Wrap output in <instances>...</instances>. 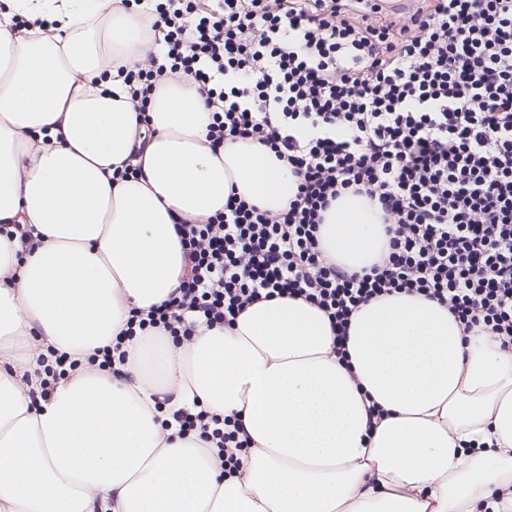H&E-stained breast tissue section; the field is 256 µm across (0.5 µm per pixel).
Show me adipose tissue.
I'll return each mask as SVG.
<instances>
[{
  "label": "adipose tissue",
  "instance_id": "obj_1",
  "mask_svg": "<svg viewBox=\"0 0 512 512\" xmlns=\"http://www.w3.org/2000/svg\"><path fill=\"white\" fill-rule=\"evenodd\" d=\"M9 8L26 24L0 20V512H512V351L421 295L361 306L343 358L317 306L277 298L91 365L131 310L177 290L176 220L223 211L233 190L282 210L297 178L251 141L212 150L187 77L138 121L119 70L153 36L120 0ZM124 163L136 176L113 180ZM381 224L342 195L322 247L370 266ZM56 355L71 366L44 397ZM196 405L248 434L231 473L181 434L174 412Z\"/></svg>",
  "mask_w": 512,
  "mask_h": 512
}]
</instances>
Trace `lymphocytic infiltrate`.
Masks as SVG:
<instances>
[{"label": "lymphocytic infiltrate", "instance_id": "1", "mask_svg": "<svg viewBox=\"0 0 512 512\" xmlns=\"http://www.w3.org/2000/svg\"><path fill=\"white\" fill-rule=\"evenodd\" d=\"M126 3L154 33L123 77L135 109L188 76L213 112L212 149L250 140L297 177L283 210L233 192L222 213L177 222L180 286L130 324L186 336L189 313L226 327L256 302L302 299L342 355L355 311L406 292L512 345V0H429L402 24L379 0ZM348 192L384 217L379 259L353 273L320 246Z\"/></svg>", "mask_w": 512, "mask_h": 512}]
</instances>
